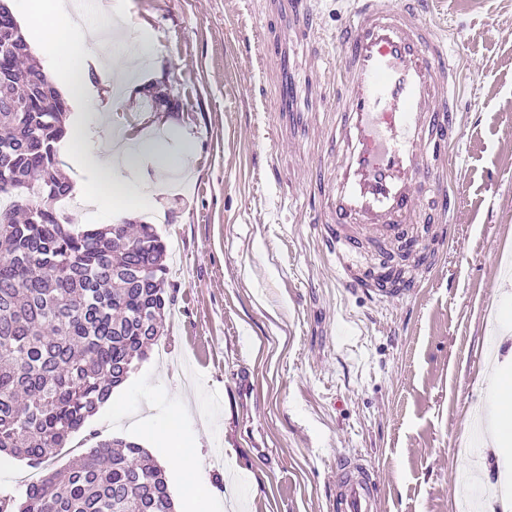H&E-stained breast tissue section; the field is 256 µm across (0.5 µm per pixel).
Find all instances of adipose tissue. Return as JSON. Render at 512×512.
I'll list each match as a JSON object with an SVG mask.
<instances>
[{"label": "adipose tissue", "instance_id": "ef3b65f1", "mask_svg": "<svg viewBox=\"0 0 512 512\" xmlns=\"http://www.w3.org/2000/svg\"><path fill=\"white\" fill-rule=\"evenodd\" d=\"M42 30L34 39L42 53L65 57L82 55L89 43L97 35L92 25L77 19L63 4L62 0H50L42 11ZM163 142L151 136H143L138 142L114 148L107 157H100L88 146L87 130L84 125L71 124L64 142V149L72 160L81 166L92 168L99 173V189L95 194L98 207L112 210L129 208L138 203L139 192L136 185L115 181V171L123 169L137 171L142 154L151 150L161 152ZM491 393L498 397L502 413L495 429L499 444H512V368L500 367L489 383ZM153 449L171 461L178 469L182 482L183 502L189 506H199L206 495L202 485L196 480L197 456L187 445L180 442L175 425H167L160 431L145 437Z\"/></svg>", "mask_w": 512, "mask_h": 512}]
</instances>
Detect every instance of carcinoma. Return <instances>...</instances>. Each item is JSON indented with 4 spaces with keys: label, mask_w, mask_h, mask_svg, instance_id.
<instances>
[{
    "label": "carcinoma",
    "mask_w": 512,
    "mask_h": 512,
    "mask_svg": "<svg viewBox=\"0 0 512 512\" xmlns=\"http://www.w3.org/2000/svg\"><path fill=\"white\" fill-rule=\"evenodd\" d=\"M10 96L0 112V452L42 466L67 445L121 378L163 335L175 301L165 288L167 247L151 224L76 229L54 203L72 186L57 171L68 101L31 56L0 55ZM0 512H173L163 468L139 444L104 441L64 470L30 483Z\"/></svg>",
    "instance_id": "carcinoma-1"
}]
</instances>
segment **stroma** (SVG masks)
I'll use <instances>...</instances> for the list:
<instances>
[{
	"instance_id": "1",
	"label": "stroma",
	"mask_w": 512,
	"mask_h": 512,
	"mask_svg": "<svg viewBox=\"0 0 512 512\" xmlns=\"http://www.w3.org/2000/svg\"><path fill=\"white\" fill-rule=\"evenodd\" d=\"M320 49L278 65V0H97L92 23L151 56L136 85L162 84L157 118L142 96L119 99L90 44L84 58L40 55L49 78L86 73L68 123L91 124L89 145L152 130L185 158L139 169L155 195L142 209L66 211L85 228L151 224L169 249L175 304L164 334L113 402L40 468L0 457V492L67 467L102 441L135 442L176 422L193 443L205 512H335V465L358 457L379 486V512H458L457 475L491 396L496 362L512 351V0H429L426 17L457 53L460 140L448 187L459 209L448 231L415 224L428 253L412 297L382 305L345 291L309 209L314 164L327 146L323 55L346 0H311ZM297 89L278 99L282 83ZM111 109L106 127L96 116Z\"/></svg>"
}]
</instances>
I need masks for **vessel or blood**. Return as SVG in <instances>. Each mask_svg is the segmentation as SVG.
<instances>
[{"label":"vessel or blood","mask_w":512,"mask_h":512,"mask_svg":"<svg viewBox=\"0 0 512 512\" xmlns=\"http://www.w3.org/2000/svg\"><path fill=\"white\" fill-rule=\"evenodd\" d=\"M425 12L426 0H348L331 42V160L316 165L314 221L342 286L381 303L404 299L409 288L394 287L391 271L363 269L359 252L406 241L409 225L450 223L456 213L447 170L458 142L459 69ZM336 482V512H377L362 459L340 460Z\"/></svg>","instance_id":"obj_1"}]
</instances>
